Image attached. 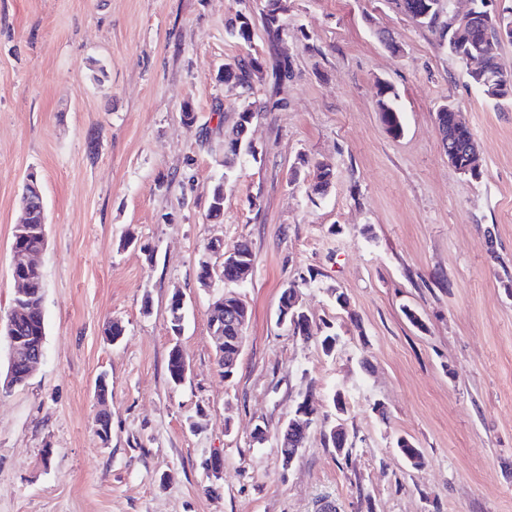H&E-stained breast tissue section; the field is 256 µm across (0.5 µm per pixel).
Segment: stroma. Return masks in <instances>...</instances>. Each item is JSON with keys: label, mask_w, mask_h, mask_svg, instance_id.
I'll return each instance as SVG.
<instances>
[{"label": "stroma", "mask_w": 512, "mask_h": 512, "mask_svg": "<svg viewBox=\"0 0 512 512\" xmlns=\"http://www.w3.org/2000/svg\"><path fill=\"white\" fill-rule=\"evenodd\" d=\"M282 5L278 52L293 75L256 83L257 155L237 161L215 220V150L243 102L217 78L243 53L226 23L258 0H0L2 318L30 172L47 214L45 356L0 391V512H318L327 497L339 512H512V102L487 98L395 0ZM381 81L398 94L397 138L379 118ZM449 101L478 143L479 179L442 147L436 112ZM302 157L331 165L325 194L290 183ZM214 237L254 255L230 377L209 329L225 287L197 280ZM293 282L315 337L278 321ZM113 320L125 328L116 344L104 334ZM175 345L189 362L177 386ZM304 400L315 421L287 468L276 434ZM335 426L348 459L323 440ZM401 437L422 466L400 454Z\"/></svg>", "instance_id": "1"}]
</instances>
